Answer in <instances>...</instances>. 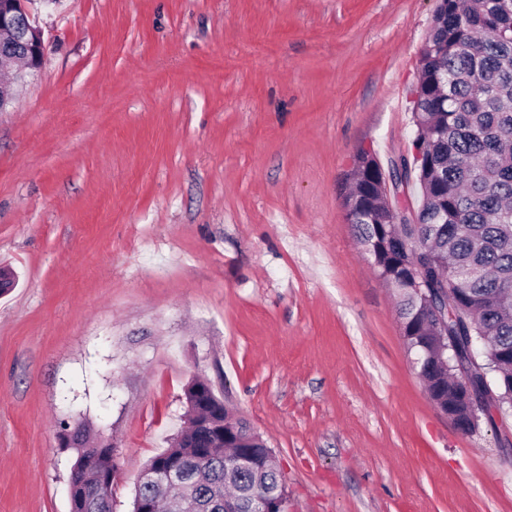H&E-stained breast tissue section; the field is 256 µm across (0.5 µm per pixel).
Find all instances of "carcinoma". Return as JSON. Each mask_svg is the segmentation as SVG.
I'll return each mask as SVG.
<instances>
[{"mask_svg":"<svg viewBox=\"0 0 512 512\" xmlns=\"http://www.w3.org/2000/svg\"><path fill=\"white\" fill-rule=\"evenodd\" d=\"M412 156L384 173L361 150L350 173L347 219L378 277L393 290L407 349L437 408L446 411L471 390L484 417H512V0H439L414 89ZM421 190L413 218L388 204L391 184ZM453 339L461 373L448 360ZM199 377L187 385L185 426L169 448L143 467L172 462L182 477L170 486L139 482L132 512H271L288 494L272 450L250 443L226 448L200 442L196 421L228 425L246 437L243 417L224 407ZM76 428L73 468L100 486L105 499L69 486L71 512H112V448H100L84 422Z\"/></svg>","mask_w":512,"mask_h":512,"instance_id":"obj_1","label":"carcinoma"}]
</instances>
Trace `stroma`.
<instances>
[{
	"instance_id": "35a3bbf8",
	"label": "stroma",
	"mask_w": 512,
	"mask_h": 512,
	"mask_svg": "<svg viewBox=\"0 0 512 512\" xmlns=\"http://www.w3.org/2000/svg\"><path fill=\"white\" fill-rule=\"evenodd\" d=\"M437 0H34L0 112V512H71L59 423L117 445L113 512L206 377L288 512H512V419L461 434L347 219L408 151Z\"/></svg>"
}]
</instances>
